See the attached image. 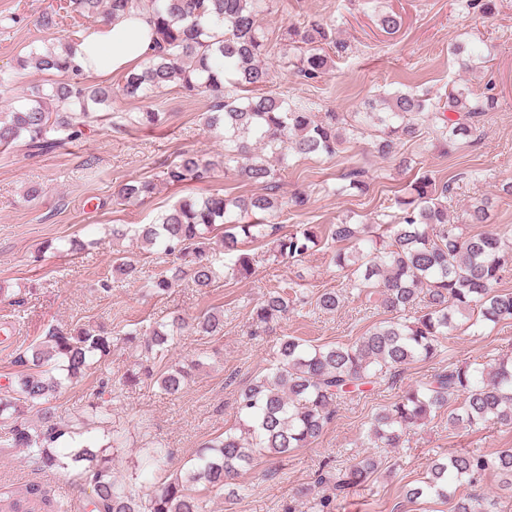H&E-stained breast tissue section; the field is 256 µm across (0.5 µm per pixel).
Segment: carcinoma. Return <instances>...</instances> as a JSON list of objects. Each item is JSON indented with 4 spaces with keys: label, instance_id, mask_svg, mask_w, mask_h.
Segmentation results:
<instances>
[{
    "label": "carcinoma",
    "instance_id": "carcinoma-1",
    "mask_svg": "<svg viewBox=\"0 0 512 512\" xmlns=\"http://www.w3.org/2000/svg\"><path fill=\"white\" fill-rule=\"evenodd\" d=\"M273 0H66L64 9L91 22L115 20L131 11L149 16L155 35L153 54L123 77L127 98L149 100L175 84L187 97L208 95L210 109L204 125L224 134V170L250 183H274L270 158L285 163L290 156L332 157L356 133L372 128V147L394 156L400 144L423 135L427 129L445 142L474 138L477 117L493 110L495 96L467 86L452 85L448 94L431 97L413 90L396 91L369 99L364 111L343 115L323 110L321 103L304 96L267 90V60L273 46L260 22ZM388 35L398 32L402 18L393 11L377 16ZM75 38L60 45L33 48L23 65L47 74V83L33 88L26 103L7 112L0 110V148L21 141L40 152L58 145L47 139L55 124L65 139L83 135L84 119L110 107L112 91L89 85L74 64ZM281 62L303 80L321 78L332 57H344L350 45L337 38L321 21L282 26ZM459 70L471 72L481 60L478 46L458 42L451 48ZM215 163L204 155L182 153L166 165V183L206 182ZM346 186L367 187L365 171L354 166L344 174ZM151 181L123 185L118 195L135 201L150 196ZM454 182H436L423 175L395 197L400 216L383 230L345 218L328 229L336 243L331 262L336 275L353 280L354 287L374 289L394 317L380 323L353 343L311 345L284 337L271 372L258 376L238 392L236 423L207 442L185 470L162 478L144 497L137 496L112 472L109 449L123 444L120 432L103 441L89 435L87 423L55 414L50 401L63 384L77 382L95 364L112 353L113 336L82 325H52L38 344L19 352L16 363L23 373L5 386L0 399L3 448H21L39 469H72L91 489L92 512H208L209 494L236 496L234 480L250 470L256 455L282 459L314 444L335 417L343 396L374 386L402 366L435 357L442 341L453 331L481 333L512 320V290L500 288L512 272V236L495 228L465 235L450 218L448 203ZM307 198L296 195L282 202L263 192L249 196L212 193L178 200L152 224H114L112 242L134 237L150 250L180 264L146 279L145 291L162 295L181 280L201 293L213 287L217 275L214 254L222 252L232 262V272L251 273L255 258L242 246L261 242L275 261H299L319 243L312 228L284 232L275 221L282 206L301 209ZM488 201H475L465 211L470 224L487 220ZM115 270L127 279H139L133 261L116 251ZM344 296L334 289L321 292L315 307L333 313ZM423 307L414 320L401 313L418 303ZM296 309L285 291L266 293L253 308L256 328L266 329ZM224 327L221 312L209 310L189 323L180 315L146 329L131 327L122 340L139 351V369L119 379L123 387L145 379L158 383L168 395L179 394L187 376L182 366L155 371L168 348L186 329L200 336H215ZM455 396L461 406L448 410V426L512 427V357L492 364H455L438 369L428 380L410 388L399 401L377 412L366 437L380 448H396L403 433L425 424L449 405ZM40 414L42 425L33 428L26 412ZM168 454L162 443L148 450L143 469L162 471ZM377 463L365 457L344 470L320 478L332 484L334 498L355 484L366 482ZM493 471L502 486L512 490V448L494 456L475 452L450 453L433 460L425 480L406 493L410 501L421 497L447 500L461 483L477 485ZM50 500L38 486L0 492V512H40ZM494 499L469 494L457 500L454 512H494Z\"/></svg>",
    "mask_w": 512,
    "mask_h": 512
}]
</instances>
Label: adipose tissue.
<instances>
[{
  "label": "adipose tissue",
  "instance_id": "1",
  "mask_svg": "<svg viewBox=\"0 0 512 512\" xmlns=\"http://www.w3.org/2000/svg\"><path fill=\"white\" fill-rule=\"evenodd\" d=\"M154 46L148 16L135 12L91 29L78 43L74 61L85 74L105 78L137 67L152 53Z\"/></svg>",
  "mask_w": 512,
  "mask_h": 512
}]
</instances>
